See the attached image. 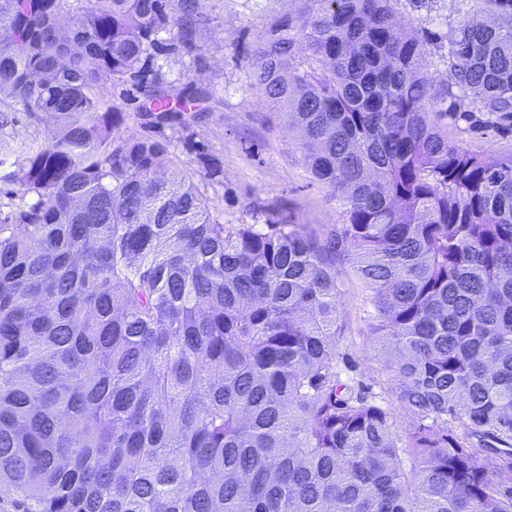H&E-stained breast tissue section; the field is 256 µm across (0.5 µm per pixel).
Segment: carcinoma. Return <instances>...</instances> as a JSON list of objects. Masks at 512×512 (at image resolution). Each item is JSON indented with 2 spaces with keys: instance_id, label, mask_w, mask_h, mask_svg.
<instances>
[{
  "instance_id": "obj_1",
  "label": "carcinoma",
  "mask_w": 512,
  "mask_h": 512,
  "mask_svg": "<svg viewBox=\"0 0 512 512\" xmlns=\"http://www.w3.org/2000/svg\"><path fill=\"white\" fill-rule=\"evenodd\" d=\"M63 2L0 0V92L50 122L0 224V488L26 512H512V155L439 126L469 97L471 129L512 132V0L451 28L439 90L390 0L264 33L254 85L345 207L320 237L213 220L93 94L180 111L158 60L196 49L200 0ZM341 257L408 430L337 371Z\"/></svg>"
}]
</instances>
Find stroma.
<instances>
[{"instance_id":"stroma-1","label":"stroma","mask_w":512,"mask_h":512,"mask_svg":"<svg viewBox=\"0 0 512 512\" xmlns=\"http://www.w3.org/2000/svg\"><path fill=\"white\" fill-rule=\"evenodd\" d=\"M209 23L197 36L198 48L166 62L167 89L175 96L203 95L195 116L186 122L145 111L144 98L131 85L103 79L94 92L103 106H117L123 134L164 140L175 166L192 176L207 197L213 219L238 224L248 220L253 205H262L259 223L292 216L299 224L323 230L343 223L344 205L330 187L311 177L298 149V133L282 112L261 100L251 79V54L266 29L285 16L301 19L299 0H204ZM407 27L433 34L421 63L423 74L443 85L448 74V32L466 17L482 15L484 0H391ZM449 141L494 160L512 154V133L486 127L467 131L464 120L443 119ZM48 140L46 123L23 112L0 126V222L18 206L12 176L26 152ZM222 168L220 177L204 175L199 153ZM340 288L337 365L342 377L363 385L393 404L401 428L413 419L395 407L396 382L386 372L389 355L370 329L367 291L343 259L336 262Z\"/></svg>"}]
</instances>
